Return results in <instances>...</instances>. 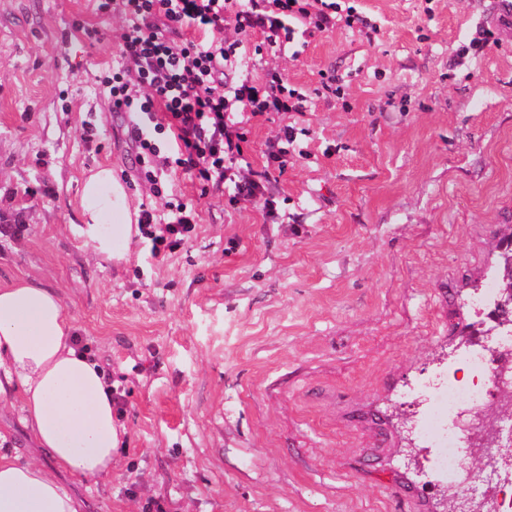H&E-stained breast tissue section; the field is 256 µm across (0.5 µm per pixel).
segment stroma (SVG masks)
<instances>
[{
    "label": "stroma",
    "instance_id": "35a3bbf8",
    "mask_svg": "<svg viewBox=\"0 0 512 512\" xmlns=\"http://www.w3.org/2000/svg\"><path fill=\"white\" fill-rule=\"evenodd\" d=\"M358 2L375 40L250 39L296 87L344 89L251 128L258 171L280 128L311 130L277 177L285 222L173 165L191 239L111 263L73 230L84 176L155 199L112 110L120 0H0V282L59 290L123 397L111 476L60 477L87 512H445L419 388L499 329L471 283L497 281L512 225V47L453 63L493 0Z\"/></svg>",
    "mask_w": 512,
    "mask_h": 512
}]
</instances>
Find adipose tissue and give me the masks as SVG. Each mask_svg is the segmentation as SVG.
Wrapping results in <instances>:
<instances>
[{"instance_id":"obj_1","label":"adipose tissue","mask_w":512,"mask_h":512,"mask_svg":"<svg viewBox=\"0 0 512 512\" xmlns=\"http://www.w3.org/2000/svg\"><path fill=\"white\" fill-rule=\"evenodd\" d=\"M79 214L76 232L87 252L128 260L138 227L111 167L84 179ZM108 215L114 225H105ZM74 329L56 289L23 279L0 283V406L19 405L40 450L24 457L0 448V512H82L58 471L77 482L112 472L121 444L112 387L98 362L73 346Z\"/></svg>"}]
</instances>
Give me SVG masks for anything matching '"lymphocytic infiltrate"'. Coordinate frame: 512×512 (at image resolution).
Here are the masks:
<instances>
[{"label":"lymphocytic infiltrate","instance_id":"obj_1","mask_svg":"<svg viewBox=\"0 0 512 512\" xmlns=\"http://www.w3.org/2000/svg\"><path fill=\"white\" fill-rule=\"evenodd\" d=\"M123 6L120 57L128 81L112 109L123 118L145 180L162 199L158 206L142 205L138 218L152 257L181 247L198 218L193 207L162 197L165 170L158 156L164 149L199 180L228 186L230 203L253 202L266 222L277 223L271 172L284 168L289 155L303 158L307 152L297 129L284 126L264 150L267 170L254 171L244 149L248 127L272 112H305L310 100L277 67L265 68L257 80L234 79L248 40L260 35L264 45L281 52L298 31L326 32L341 24L370 38L376 23L342 0H124ZM226 28L234 39L216 41L215 32ZM139 97L147 107L132 111ZM160 134L166 137L161 145Z\"/></svg>","mask_w":512,"mask_h":512}]
</instances>
